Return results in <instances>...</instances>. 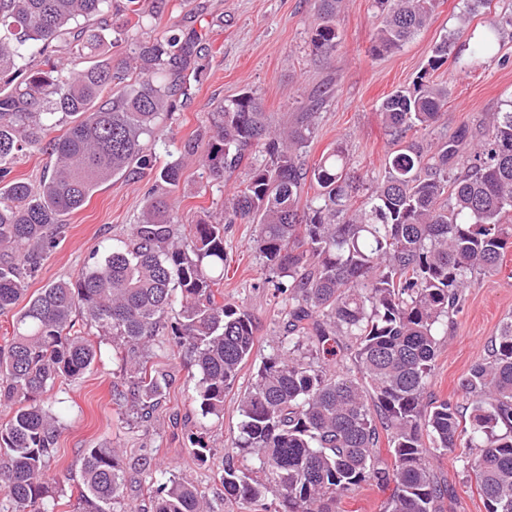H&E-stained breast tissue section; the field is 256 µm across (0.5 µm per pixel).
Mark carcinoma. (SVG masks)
<instances>
[{"mask_svg": "<svg viewBox=\"0 0 512 512\" xmlns=\"http://www.w3.org/2000/svg\"><path fill=\"white\" fill-rule=\"evenodd\" d=\"M340 0H316L313 50L330 59L340 42ZM437 0H375L371 51L398 50L427 27ZM491 0H466L460 27ZM112 0H0V313L26 296L29 281L63 231L60 216L81 208L113 178L153 173L147 204L130 233L114 239L76 281L59 279L28 297L0 347V512H52L58 482L47 479L60 420L52 392L84 377L111 339L128 402L152 425L173 375L147 349L163 338L191 368L203 419L224 415V395L254 351L251 314L224 302V232L257 226L253 247L284 296L280 346L259 365L239 400L238 434L225 452L217 499L240 512H337L342 495L368 482L393 485L383 512H442L448 485L434 460L476 448L464 468L487 512H512V318L459 386L462 400L429 385L437 336L460 312L478 274L498 270L512 246V109L492 112L466 156L459 142L429 143L448 109V87L433 72L453 38L437 44L411 90L379 105L397 149L385 175L362 195L346 149L313 165L306 147L315 112L280 125L253 92L227 99L210 125L167 151L155 167L160 124L205 59L202 36L174 27L127 40L123 76L107 52L130 30L153 25L162 0H126V27L107 21ZM490 18L470 64L499 51ZM49 140L51 167L39 183L11 179L15 160ZM199 156L208 177L240 173L224 220L180 222L170 204L183 160ZM314 193H309V190ZM336 358L331 368L327 358ZM203 462L212 448L188 434ZM387 448L389 459L380 455ZM254 464L239 466L238 458ZM154 471V512H218L188 479ZM79 512H114L128 480L114 448H86L78 470Z\"/></svg>", "mask_w": 512, "mask_h": 512, "instance_id": "1", "label": "carcinoma"}]
</instances>
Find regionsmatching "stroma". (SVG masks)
Instances as JSON below:
<instances>
[{
    "label": "stroma",
    "mask_w": 512,
    "mask_h": 512,
    "mask_svg": "<svg viewBox=\"0 0 512 512\" xmlns=\"http://www.w3.org/2000/svg\"><path fill=\"white\" fill-rule=\"evenodd\" d=\"M463 0H439L431 24L400 50L375 57L371 37L378 23L374 0H342L337 14L341 44L331 60L316 55L310 43L314 26L313 0H166L156 24L146 28L153 36L177 25L184 32L202 33L208 56L206 68L191 90L187 105L177 107L166 125L176 140H184L208 123L219 101L253 91L276 122L307 111L319 88L334 92L323 103L314 136L307 148L314 161L328 148L343 145L351 165L366 185L384 174L393 149L378 107L398 89L412 88L424 70L433 47L455 36L453 58L437 73L448 87V110L436 125L433 139H450L478 128L484 113L512 102V0H491L483 17H475L463 36H456ZM503 21L501 49L482 67L467 66L476 45L475 35L485 18ZM235 182L211 181L197 160H185L174 204L183 223H195L199 215L219 217ZM147 179L112 180L100 188L78 211L65 217V228L56 248L44 259L30 291L61 278H77L94 252L103 251L113 238L125 235L144 205ZM255 227L231 225L224 236L228 274L224 299L248 310L255 319L252 357L242 367L233 388L224 398V417L199 421L191 400L185 361L158 355L175 377L164 403L154 414L152 429H144L132 415H120L112 400V386L119 377L111 353L72 384L57 393L62 428L58 438L57 465L49 475L63 480L64 493L54 512H77L78 489L68 481L77 472L83 449L118 448L131 473L124 489L122 512H152L147 488L149 474L136 472L140 455L151 453L172 473L188 478L206 493H215V475L224 466V451L237 434L238 401L251 385L261 359L276 351L283 338L277 313L282 307L272 285L264 284L265 272L252 247ZM512 316V249L498 271L476 277L463 308L439 336V351L431 392L439 398H460V379L483 357L504 319ZM203 428L213 449L206 463L196 462L189 450L190 430ZM464 449L440 455L437 466L452 494L444 512H486L475 484L463 464Z\"/></svg>",
    "instance_id": "stroma-1"
}]
</instances>
